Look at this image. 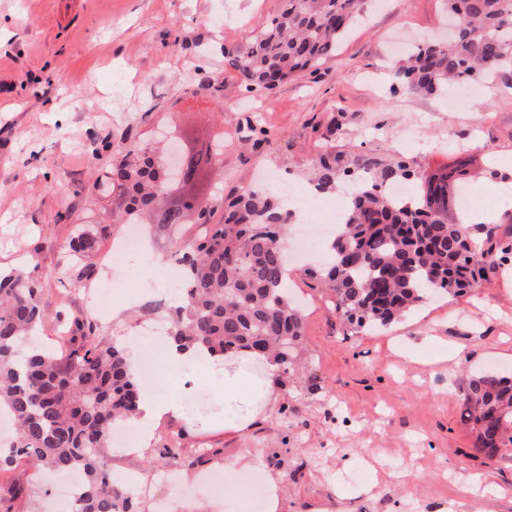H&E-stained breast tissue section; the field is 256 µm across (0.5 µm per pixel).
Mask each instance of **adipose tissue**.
<instances>
[{"instance_id":"adipose-tissue-1","label":"adipose tissue","mask_w":512,"mask_h":512,"mask_svg":"<svg viewBox=\"0 0 512 512\" xmlns=\"http://www.w3.org/2000/svg\"><path fill=\"white\" fill-rule=\"evenodd\" d=\"M165 363L177 392L160 395L152 390L142 393L138 406L136 423L143 437H150L153 429L164 419H188L192 408L186 397L192 394L200 379L206 378L223 393L221 422L204 417L200 423L206 427L221 426L227 431H242L260 416L265 408L254 395L255 387L271 390L276 384L281 368L275 360L242 354L236 357H219L206 348L194 346L179 347L174 340H166L162 347ZM248 470L264 474L262 493L263 512H282L284 502L280 481L268 475L262 459L241 455L226 462L224 472V495L227 499L240 497V486L236 480L238 472Z\"/></svg>"}]
</instances>
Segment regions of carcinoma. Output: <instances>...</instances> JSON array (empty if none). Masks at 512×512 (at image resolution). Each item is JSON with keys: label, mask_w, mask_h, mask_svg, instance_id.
Returning <instances> with one entry per match:
<instances>
[{"label": "carcinoma", "mask_w": 512, "mask_h": 512, "mask_svg": "<svg viewBox=\"0 0 512 512\" xmlns=\"http://www.w3.org/2000/svg\"><path fill=\"white\" fill-rule=\"evenodd\" d=\"M364 0H281L279 10L242 49L224 50L248 91H267L336 56L339 40ZM460 21L449 44L414 45L406 63L390 70L392 84L428 95L459 82L490 80L512 89V0H445ZM217 147L193 155L188 176L208 170ZM155 149L129 143L113 166L125 198L120 221L132 224L161 201L164 181ZM311 185L320 192L351 184L342 223L318 266L309 270L336 296L351 325L385 327L429 293L462 294L496 272L512 248L497 241L495 224H482L481 242L464 223L460 199L470 179L459 161L428 177L403 157L351 156L342 150L312 160ZM421 178L413 204L387 195L391 186ZM188 201L161 213L179 226ZM293 213L278 200L244 189L224 201V219L208 225L192 250L180 253L188 289L169 335L183 346L201 344L219 355L259 350L283 373L302 349L303 314L288 297L285 236ZM97 236L78 229L70 244L68 277L80 287L94 279ZM42 284L0 268V410L15 422L17 439L0 452V465L32 462L49 472L82 473L71 512H134L128 489L112 476L111 438L138 410L141 386L125 349L93 342L95 323L72 321V349L64 354L22 344L45 320ZM461 421L474 449L494 456L512 447V378L470 379Z\"/></svg>", "instance_id": "carcinoma-1"}]
</instances>
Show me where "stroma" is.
I'll list each match as a JSON object with an SVG mask.
<instances>
[{
	"label": "stroma",
	"mask_w": 512,
	"mask_h": 512,
	"mask_svg": "<svg viewBox=\"0 0 512 512\" xmlns=\"http://www.w3.org/2000/svg\"><path fill=\"white\" fill-rule=\"evenodd\" d=\"M280 0H0V266L43 283L41 337L67 335L79 315L106 347L167 320L157 296L117 293L108 263L126 233L121 199L100 187L129 142L158 133L196 147L222 143L209 195L273 191V175L308 188L320 151L400 154L420 173L467 160L512 177V90L483 83L477 111L448 112L445 96L391 89L402 49L443 33V0H370L335 57L267 92H247L222 47L245 45ZM210 85H203L204 76ZM66 222H58L59 213ZM98 237L95 278L73 286L75 228ZM144 227L142 269L192 245ZM291 254V293L302 307L305 369L282 375L263 418L242 432L163 421L142 455L112 458L114 475L140 476L136 512H225L210 484L226 459L263 456L281 476L285 512H512V454L485 457L461 422L466 382L512 372V260L470 293L435 295L385 329L350 325L334 296ZM169 480H160L164 471ZM373 484L370 497L357 491ZM57 481L28 464L0 468V502L49 512Z\"/></svg>",
	"instance_id": "35a3bbf8"
}]
</instances>
